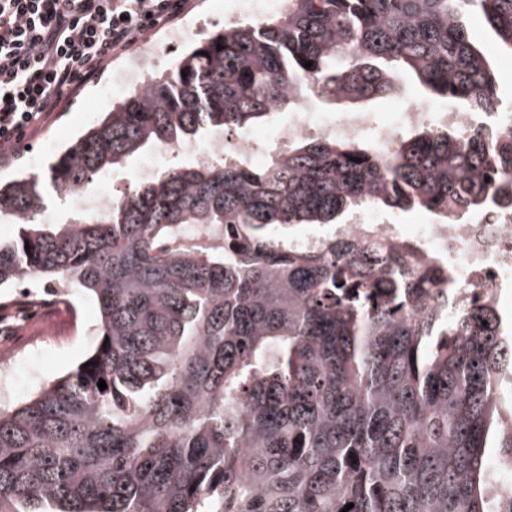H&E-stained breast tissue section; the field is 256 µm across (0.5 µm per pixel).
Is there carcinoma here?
<instances>
[{
    "label": "carcinoma",
    "instance_id": "carcinoma-1",
    "mask_svg": "<svg viewBox=\"0 0 512 512\" xmlns=\"http://www.w3.org/2000/svg\"><path fill=\"white\" fill-rule=\"evenodd\" d=\"M469 14L512 55V0H284L129 90L47 176L0 182L19 225L0 288L50 279L99 308L91 364L0 407V512H512L502 315L449 316L406 243L332 232L304 252L285 234L364 205L445 220L512 205L511 141L434 125L385 156L301 138L262 167L188 160L129 182L104 216L42 219L149 150L307 99L369 105L409 78L500 112Z\"/></svg>",
    "mask_w": 512,
    "mask_h": 512
}]
</instances>
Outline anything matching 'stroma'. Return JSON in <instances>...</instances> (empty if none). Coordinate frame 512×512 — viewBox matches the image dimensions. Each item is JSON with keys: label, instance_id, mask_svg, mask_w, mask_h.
I'll return each instance as SVG.
<instances>
[{"label": "stroma", "instance_id": "obj_1", "mask_svg": "<svg viewBox=\"0 0 512 512\" xmlns=\"http://www.w3.org/2000/svg\"><path fill=\"white\" fill-rule=\"evenodd\" d=\"M224 0H189V7L174 26L192 29L196 37L218 30L224 25ZM127 57L114 59L110 69L97 83L86 87L62 113L53 115L34 135L32 143L40 147L36 160L20 154L16 162L0 170L8 180L23 172L40 171L52 156L72 144L76 138L107 111L113 96L104 92L112 73L125 67ZM99 316L94 298L75 289L65 297L43 294L29 302L13 288L0 290V357L13 360L9 376L0 377V404L13 406L27 401L41 388L73 371L95 350ZM53 326L56 337L44 343L41 331Z\"/></svg>", "mask_w": 512, "mask_h": 512}]
</instances>
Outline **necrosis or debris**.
I'll return each mask as SVG.
<instances>
[{
    "label": "necrosis or debris",
    "instance_id": "obj_1",
    "mask_svg": "<svg viewBox=\"0 0 512 512\" xmlns=\"http://www.w3.org/2000/svg\"><path fill=\"white\" fill-rule=\"evenodd\" d=\"M437 123L463 138L479 129L497 135L512 133L511 112H438L423 99L400 105L385 121L377 120L370 112H340L326 118L304 105L290 113L270 139L220 136L187 147L185 153L199 163L244 160L257 166L270 156H287L290 143L315 134L350 142L369 141L387 154L403 134ZM175 153L173 147H159L135 174L116 172L100 188L78 191L72 210L92 215L105 213L119 188L131 180L152 179ZM336 234L354 243L373 239L412 243L413 261L435 267L434 288L447 293L451 315L479 305L501 313L508 309L507 301L512 298V208L494 206L448 222L433 218L423 224H400L382 219L373 208L364 207L353 213L348 223L337 226Z\"/></svg>",
    "mask_w": 512,
    "mask_h": 512
}]
</instances>
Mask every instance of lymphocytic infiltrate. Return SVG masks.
I'll list each match as a JSON object with an SVG mask.
<instances>
[{"instance_id": "f902f5d3", "label": "lymphocytic infiltrate", "mask_w": 512, "mask_h": 512, "mask_svg": "<svg viewBox=\"0 0 512 512\" xmlns=\"http://www.w3.org/2000/svg\"><path fill=\"white\" fill-rule=\"evenodd\" d=\"M188 0H0V167Z\"/></svg>"}]
</instances>
